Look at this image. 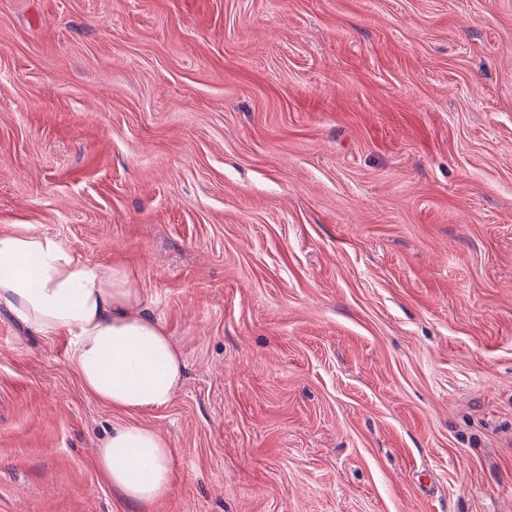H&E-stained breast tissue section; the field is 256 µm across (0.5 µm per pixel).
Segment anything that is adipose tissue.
Masks as SVG:
<instances>
[{
    "label": "adipose tissue",
    "mask_w": 512,
    "mask_h": 512,
    "mask_svg": "<svg viewBox=\"0 0 512 512\" xmlns=\"http://www.w3.org/2000/svg\"><path fill=\"white\" fill-rule=\"evenodd\" d=\"M133 279L129 268L78 259L55 237L0 233V306L41 335L68 337L83 389L127 414L167 405L185 369ZM172 456L160 432L127 422L105 435L97 467L126 502L148 506L169 491Z\"/></svg>",
    "instance_id": "ef3b65f1"
}]
</instances>
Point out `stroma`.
<instances>
[{
	"label": "stroma",
	"mask_w": 512,
	"mask_h": 512,
	"mask_svg": "<svg viewBox=\"0 0 512 512\" xmlns=\"http://www.w3.org/2000/svg\"><path fill=\"white\" fill-rule=\"evenodd\" d=\"M131 268L164 407L0 306V512H512V0H0V232ZM172 456V448L160 432L127 422L112 426L105 435L97 467L126 502L148 506L168 494Z\"/></svg>",
	"instance_id": "1"
}]
</instances>
